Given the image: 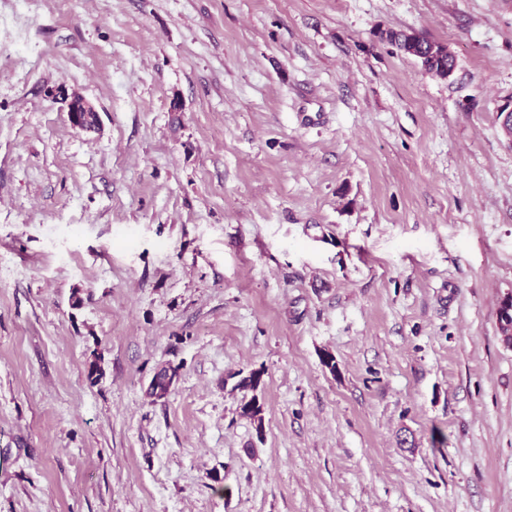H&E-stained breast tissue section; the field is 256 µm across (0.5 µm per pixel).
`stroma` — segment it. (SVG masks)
<instances>
[{
	"label": "stroma",
	"mask_w": 512,
	"mask_h": 512,
	"mask_svg": "<svg viewBox=\"0 0 512 512\" xmlns=\"http://www.w3.org/2000/svg\"><path fill=\"white\" fill-rule=\"evenodd\" d=\"M15 6L0 512H512V0ZM387 38L406 54L416 57L426 72L441 78L452 73L455 62L446 46L416 33L390 31ZM79 96V95H76ZM76 96H73L70 104H69V112H71L70 121L73 122V124L84 128V129H95L98 125V115L97 112L94 111L93 107L82 97V98H75ZM77 100H79V103H76ZM74 104L76 106H82V108L85 111H94V112H84L81 109H78L76 112H72V109L74 108ZM177 373V367L164 366L158 369L149 382V396L155 401L166 399L172 391L173 379ZM239 379L233 386V391L241 394L239 410L240 416L250 419L255 424L257 434H263V404L260 402L258 390L262 383V370H253L248 375H242V372L233 376Z\"/></svg>",
	"instance_id": "obj_1"
}]
</instances>
